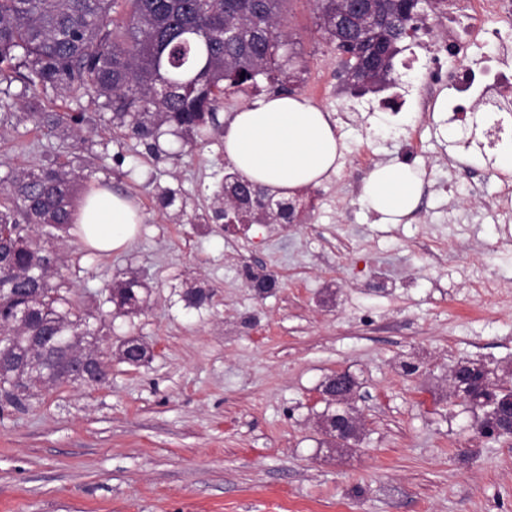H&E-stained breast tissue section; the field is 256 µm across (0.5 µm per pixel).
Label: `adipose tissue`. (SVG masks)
Returning <instances> with one entry per match:
<instances>
[{"instance_id": "ef3b65f1", "label": "adipose tissue", "mask_w": 512, "mask_h": 512, "mask_svg": "<svg viewBox=\"0 0 512 512\" xmlns=\"http://www.w3.org/2000/svg\"><path fill=\"white\" fill-rule=\"evenodd\" d=\"M224 155L246 179L288 197L319 184L336 169L342 145L325 112L305 99L274 95L243 107L224 129ZM422 196L414 168L377 165L365 179L360 203L379 223L397 224ZM81 239L102 253L117 251L134 240L141 217L127 197L96 190L75 212Z\"/></svg>"}]
</instances>
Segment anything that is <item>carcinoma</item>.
Here are the masks:
<instances>
[{
	"label": "carcinoma",
	"instance_id": "carcinoma-1",
	"mask_svg": "<svg viewBox=\"0 0 512 512\" xmlns=\"http://www.w3.org/2000/svg\"><path fill=\"white\" fill-rule=\"evenodd\" d=\"M287 0H0V85L15 81L24 90H50L61 95L81 93L103 101L111 110L112 130L145 146L152 156L162 153L160 139L174 135L187 143L204 142L219 133L218 101L224 91L247 93L260 77L283 90L286 68L296 58V41L282 22ZM318 26L337 51L353 41L361 52L364 73L356 59L346 63L349 81L369 78L385 87L392 79L398 43L409 37L418 16L404 0H370L369 10L347 17L341 0H311ZM288 42V50L280 43ZM34 126L66 141H81V112L26 113ZM90 187L83 168L44 157L29 167L11 168L0 177V312L21 309L28 288L42 289L41 301L23 326L0 317V350L14 361L31 356V337L50 329L58 336L21 385L11 369L0 370V391L34 394L51 389L53 374L67 354L73 336H101L105 319L84 312L69 296L59 269L45 265L56 251L59 234L71 228L77 196ZM180 191L159 197L170 218L183 215ZM252 199L250 224H286ZM224 188L213 195L205 221L223 220ZM106 302L124 314L139 311L149 296L147 282L133 273L117 272L105 286ZM124 362L139 366L150 358L136 338L124 341ZM495 381L484 366L465 361L458 378L460 396L478 420L481 434L492 436L499 423L497 408L484 405Z\"/></svg>",
	"mask_w": 512,
	"mask_h": 512
}]
</instances>
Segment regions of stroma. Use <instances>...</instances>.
Listing matches in <instances>:
<instances>
[{"mask_svg":"<svg viewBox=\"0 0 512 512\" xmlns=\"http://www.w3.org/2000/svg\"><path fill=\"white\" fill-rule=\"evenodd\" d=\"M284 19L298 41L294 93L325 74L319 107L345 143L337 171L307 189L304 223H204L229 167L219 136L186 146L168 135L153 157L112 134L109 110L89 97L51 93L18 99L16 120L0 126V163L27 167L58 141L24 112L86 113L75 156L142 218L118 251L61 244L72 298L111 315L108 379L0 413V512H512V438L479 437L472 412L448 399L464 359L512 383V223L483 207L512 175L462 162L441 134L446 114L405 104L423 194L400 223H378L362 183L372 164L400 162L404 144L374 138L375 113L344 111L343 57L311 0H288ZM166 188L186 201L182 223L157 204ZM249 267L276 274L278 288L258 295ZM119 270L148 279L140 313L104 302ZM488 273L498 289L478 293ZM196 285L213 292L198 307L185 299ZM131 337L150 349L137 367L116 355ZM339 370L358 383L363 419L343 447L328 443L318 400Z\"/></svg>","mask_w":512,"mask_h":512,"instance_id":"stroma-1","label":"stroma"}]
</instances>
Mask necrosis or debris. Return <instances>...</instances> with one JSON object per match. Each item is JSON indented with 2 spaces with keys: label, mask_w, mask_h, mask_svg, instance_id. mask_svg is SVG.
<instances>
[{
  "label": "necrosis or debris",
  "mask_w": 512,
  "mask_h": 512,
  "mask_svg": "<svg viewBox=\"0 0 512 512\" xmlns=\"http://www.w3.org/2000/svg\"><path fill=\"white\" fill-rule=\"evenodd\" d=\"M440 27L427 42L421 81L401 79L403 94L416 97L423 112L447 95L460 122L476 106L491 113L512 106V70L503 60L512 49V0H458Z\"/></svg>",
  "instance_id": "necrosis-or-debris-1"
}]
</instances>
